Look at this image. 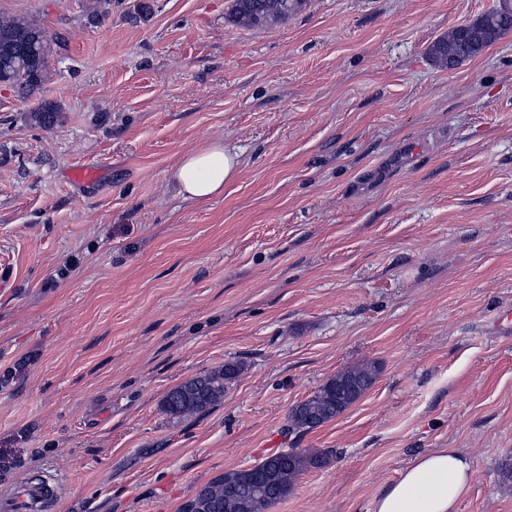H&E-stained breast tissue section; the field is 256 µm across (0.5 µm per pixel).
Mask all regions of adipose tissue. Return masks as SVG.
Masks as SVG:
<instances>
[{
	"instance_id": "obj_1",
	"label": "adipose tissue",
	"mask_w": 512,
	"mask_h": 512,
	"mask_svg": "<svg viewBox=\"0 0 512 512\" xmlns=\"http://www.w3.org/2000/svg\"><path fill=\"white\" fill-rule=\"evenodd\" d=\"M240 155L213 140L186 151L176 164L175 180L184 197L206 202L222 194L240 174ZM471 468L455 448H436L415 459L399 478L374 497L371 512H457L470 487Z\"/></svg>"
}]
</instances>
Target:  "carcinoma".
Returning a JSON list of instances; mask_svg holds the SVG:
<instances>
[{
  "instance_id": "cac0c4a2",
  "label": "carcinoma",
  "mask_w": 512,
  "mask_h": 512,
  "mask_svg": "<svg viewBox=\"0 0 512 512\" xmlns=\"http://www.w3.org/2000/svg\"><path fill=\"white\" fill-rule=\"evenodd\" d=\"M306 0H230L229 15L238 24L262 27L271 17L285 20L299 11ZM512 31V4L502 0L499 7L486 13V29L459 37L451 30L430 47L434 62L447 61L452 54L462 62L474 57L498 36ZM54 38L34 19L0 15V85L18 88L33 95L51 75ZM59 108L44 102L32 110V119L46 127L54 122ZM242 370L238 363L186 380L166 396L165 410L172 415L189 416L204 412L224 398L226 385ZM376 377L372 364L343 370L328 379L311 397L295 405L288 415L289 428L310 430L309 419L324 424L342 414L349 383L371 385ZM333 451H306L291 448L272 454L275 468L262 460L254 469H232L200 487L184 512H265L288 496L294 481L302 473L324 467Z\"/></svg>"
}]
</instances>
